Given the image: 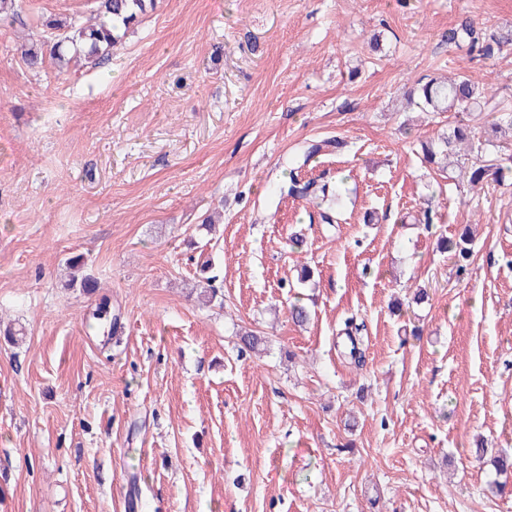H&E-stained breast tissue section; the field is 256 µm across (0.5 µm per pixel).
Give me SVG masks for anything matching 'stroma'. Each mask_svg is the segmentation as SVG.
I'll use <instances>...</instances> for the list:
<instances>
[{
	"label": "stroma",
	"instance_id": "stroma-1",
	"mask_svg": "<svg viewBox=\"0 0 512 512\" xmlns=\"http://www.w3.org/2000/svg\"><path fill=\"white\" fill-rule=\"evenodd\" d=\"M17 6L0 20V323L21 331L0 337V512H512L474 452H512V185L421 163L458 122L492 159L512 129L404 99L465 73L512 105V47L445 40L465 18L512 32V0H156L105 75L18 51L93 0ZM330 138L340 152L309 155ZM292 172L341 188L339 223L276 193ZM466 226L461 272L437 243ZM79 254L94 294L66 285ZM205 263L223 303L198 296ZM103 301L110 337L91 327Z\"/></svg>",
	"mask_w": 512,
	"mask_h": 512
}]
</instances>
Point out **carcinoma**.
Segmentation results:
<instances>
[{
    "instance_id": "carcinoma-1",
    "label": "carcinoma",
    "mask_w": 512,
    "mask_h": 512,
    "mask_svg": "<svg viewBox=\"0 0 512 512\" xmlns=\"http://www.w3.org/2000/svg\"><path fill=\"white\" fill-rule=\"evenodd\" d=\"M155 0H94V14L84 21L73 18L47 19L41 27L28 35L27 43L20 45L21 58L28 69L39 71L50 63L60 71L68 70L72 61H77L88 69H102L112 59L113 48L122 35L121 30L129 29L147 7L154 6ZM448 44L464 48L470 53L489 56L494 46L512 44V37H485L470 19L462 20L448 31ZM419 95L426 112L469 111L482 112L488 106L484 87L469 75L454 78L427 77L417 80V87L405 92L409 98ZM448 159L458 155L456 164L471 185L484 181L497 184L505 183L512 175V166H502L486 157L481 141L471 135V131L462 126L454 128L449 134H443L438 141L426 149L428 162L435 161L436 155ZM276 192L281 196L306 199L320 207L328 204L321 218L330 224L333 222L330 211L333 204L340 202L337 195L325 185L314 181H302L290 174L288 181L278 185ZM471 239L466 233L453 243L441 241L442 248L454 253L459 270L471 257Z\"/></svg>"
}]
</instances>
